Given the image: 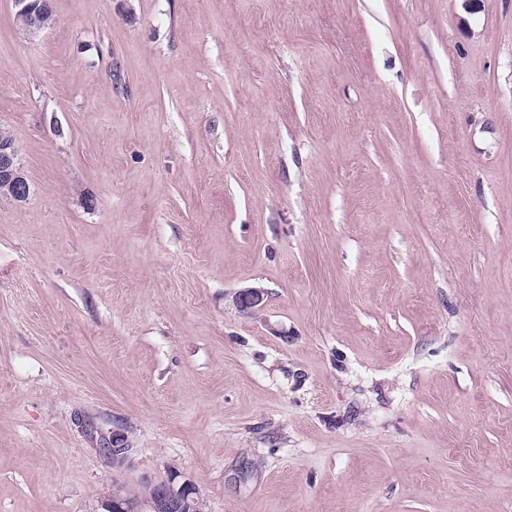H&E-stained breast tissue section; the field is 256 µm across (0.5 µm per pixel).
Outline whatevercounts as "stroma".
<instances>
[{
  "label": "stroma",
  "instance_id": "35a3bbf8",
  "mask_svg": "<svg viewBox=\"0 0 512 512\" xmlns=\"http://www.w3.org/2000/svg\"><path fill=\"white\" fill-rule=\"evenodd\" d=\"M51 8L0 0V512H512V0ZM13 2L16 15L20 18H25L27 22V24L24 25V21L16 17L17 22H19L21 26L24 25L25 31L35 34L46 28L43 21V12L35 6L33 0H13ZM0 196L25 202L30 195V184L24 172L15 141L7 131H0ZM177 471H170L165 481L156 484H165ZM181 480H178L180 479ZM151 494V495H150ZM149 497L141 502L140 512H200L201 502L197 495L196 488L191 481L180 473L176 475L172 482L166 483L163 487L153 486L149 492Z\"/></svg>",
  "mask_w": 512,
  "mask_h": 512
}]
</instances>
